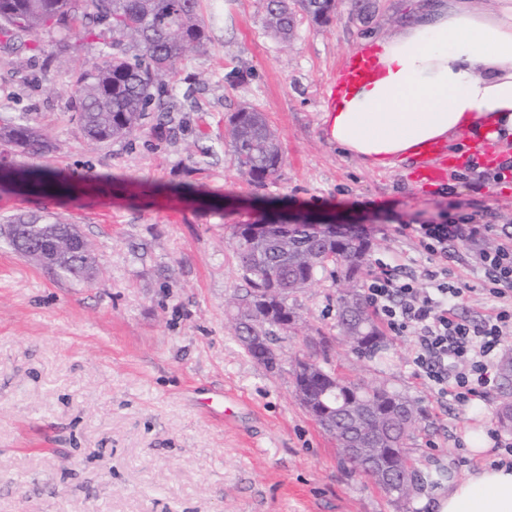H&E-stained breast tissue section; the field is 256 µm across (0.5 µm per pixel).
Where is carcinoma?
I'll list each match as a JSON object with an SVG mask.
<instances>
[{"label": "carcinoma", "instance_id": "carcinoma-1", "mask_svg": "<svg viewBox=\"0 0 512 512\" xmlns=\"http://www.w3.org/2000/svg\"><path fill=\"white\" fill-rule=\"evenodd\" d=\"M334 0H268L266 25L286 38L294 29L296 4L314 22L329 20ZM78 32L96 37L112 49L74 82L72 108L84 133L97 141L123 140L141 127L147 112L161 109L163 77L174 74L182 56L208 41L202 0H0V36L11 43L44 30ZM230 135L237 169L251 185L264 187L277 177L283 163L278 137L265 113L248 106L230 117ZM53 149L36 128L18 123L0 127V160L14 154L44 156ZM35 191H63L67 182L49 172L30 174ZM236 255L248 288L237 299L240 324L257 316L273 315L266 322L258 346H245L259 364L276 365L274 348L277 328L284 318L301 315L288 306V296L308 287L317 276L329 274L349 281L357 278L370 243L356 236L315 237L297 227L280 244L273 230L248 237L243 226L234 234ZM94 269L91 247L76 252L60 273L78 277ZM339 326L357 354L370 356L385 343V336L356 288L342 292L337 300ZM297 396L318 401L332 395L333 412L316 423L336 441L343 463L366 472L363 462L344 452L343 440L361 438L370 448L372 467L392 468L401 455L403 475L390 483L377 480L386 494L397 499L410 495L417 474L408 455L420 409L413 401L385 384L368 385L336 375L317 361L295 368Z\"/></svg>", "mask_w": 512, "mask_h": 512}]
</instances>
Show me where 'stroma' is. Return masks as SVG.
<instances>
[{
    "instance_id": "stroma-1",
    "label": "stroma",
    "mask_w": 512,
    "mask_h": 512,
    "mask_svg": "<svg viewBox=\"0 0 512 512\" xmlns=\"http://www.w3.org/2000/svg\"><path fill=\"white\" fill-rule=\"evenodd\" d=\"M209 43L187 52L168 81L167 116L150 114L134 137L100 143L72 110L77 74L100 61L43 31L0 45V127L26 122L55 146L17 155L24 170L49 167L64 194L0 186V225L20 214L77 225L96 270L78 280L42 269L0 239V512H435L449 479L481 459L467 431L501 457L499 386L465 406L437 401L415 375L411 336L387 334L379 358L359 361L336 327L339 285L319 278L290 296L302 324L276 344L280 362L253 361L235 335L231 301L246 284L235 255L238 225L282 213L364 234L376 263L416 277L447 266L461 315L496 306L472 267L477 245L449 259L422 253L410 225L461 214L512 232V179L469 188L476 160L444 180L411 179L414 161L370 168L324 135V85L347 57L396 34L415 0H336L330 19H297L290 39L267 28L266 0H204ZM248 105L275 130L283 165L265 189L237 170L230 116ZM334 337L328 365L367 383L384 381L423 410L409 456L421 473L409 501L395 500L342 463L336 443L295 395L294 360L306 337Z\"/></svg>"
}]
</instances>
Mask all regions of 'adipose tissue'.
<instances>
[{"label":"adipose tissue","instance_id":"1","mask_svg":"<svg viewBox=\"0 0 512 512\" xmlns=\"http://www.w3.org/2000/svg\"><path fill=\"white\" fill-rule=\"evenodd\" d=\"M496 3L438 0L379 39L373 78L326 106L328 141L383 168L465 134L512 141V0ZM436 510L512 512V466L449 482Z\"/></svg>","mask_w":512,"mask_h":512}]
</instances>
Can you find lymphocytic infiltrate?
<instances>
[{
    "label": "lymphocytic infiltrate",
    "instance_id": "obj_1",
    "mask_svg": "<svg viewBox=\"0 0 512 512\" xmlns=\"http://www.w3.org/2000/svg\"><path fill=\"white\" fill-rule=\"evenodd\" d=\"M411 230L423 251L442 258L457 242L498 238L475 257L484 293L499 301L481 320L459 313L460 291L449 287L444 266L427 271L430 285L423 288L415 277L396 276L383 264L364 288L381 322L396 335L412 337L418 375L437 399L451 397L465 405L484 394L493 380L497 355L512 338V233L501 236L492 225L466 221L415 224Z\"/></svg>",
    "mask_w": 512,
    "mask_h": 512
}]
</instances>
